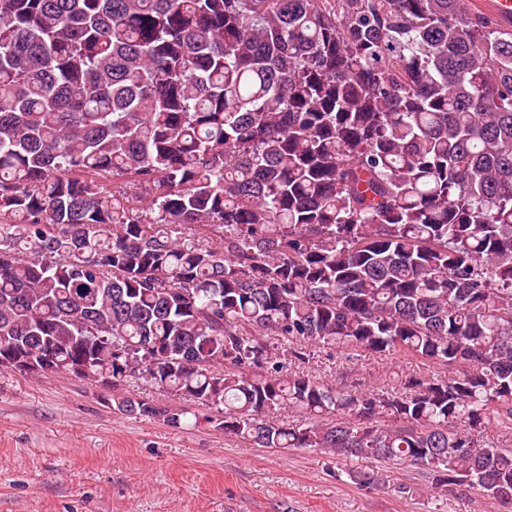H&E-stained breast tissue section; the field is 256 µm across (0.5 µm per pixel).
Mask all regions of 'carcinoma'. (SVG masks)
<instances>
[{"instance_id": "obj_1", "label": "carcinoma", "mask_w": 512, "mask_h": 512, "mask_svg": "<svg viewBox=\"0 0 512 512\" xmlns=\"http://www.w3.org/2000/svg\"><path fill=\"white\" fill-rule=\"evenodd\" d=\"M316 347L433 371L332 387ZM2 370L181 426L146 377L244 444L512 498V31L463 0H0ZM127 385V390L135 397L143 398L146 400H153L155 403L160 405L176 404L195 411L200 416L209 413L208 410H205L202 408V406H199L198 403L182 400L179 401L174 399V397L169 393L163 391L162 388L157 387L147 379H134Z\"/></svg>"}]
</instances>
